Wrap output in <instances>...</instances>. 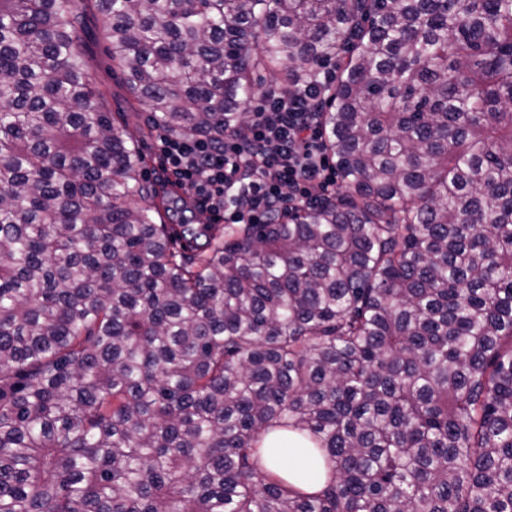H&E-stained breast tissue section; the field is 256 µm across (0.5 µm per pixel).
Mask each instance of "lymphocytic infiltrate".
<instances>
[{"instance_id":"1","label":"lymphocytic infiltrate","mask_w":512,"mask_h":512,"mask_svg":"<svg viewBox=\"0 0 512 512\" xmlns=\"http://www.w3.org/2000/svg\"><path fill=\"white\" fill-rule=\"evenodd\" d=\"M318 103L308 94L265 92L248 115L246 135L167 136L159 144L162 161L176 185L216 219L274 222L336 190Z\"/></svg>"}]
</instances>
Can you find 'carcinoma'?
Returning <instances> with one entry per match:
<instances>
[{
	"label": "carcinoma",
	"mask_w": 512,
	"mask_h": 512,
	"mask_svg": "<svg viewBox=\"0 0 512 512\" xmlns=\"http://www.w3.org/2000/svg\"><path fill=\"white\" fill-rule=\"evenodd\" d=\"M84 2L180 136L344 55L342 191L156 223L77 0H0V512H512V0ZM287 433L274 432L266 436L262 448H290L288 455L275 452L274 456H266L267 465L275 468L281 475L288 474V481L293 482L297 474L304 475V482L300 485L307 492H315L323 487L324 480L317 474L309 475V460L297 443L296 434L288 432V440L282 438Z\"/></svg>",
	"instance_id": "1"
}]
</instances>
